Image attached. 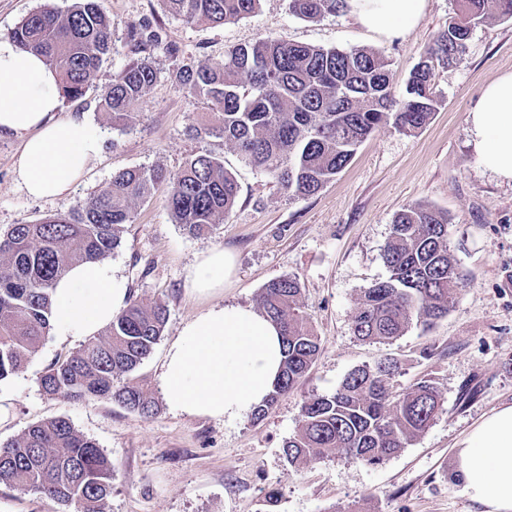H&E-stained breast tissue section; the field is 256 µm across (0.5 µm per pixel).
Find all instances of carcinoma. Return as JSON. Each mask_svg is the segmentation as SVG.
Returning a JSON list of instances; mask_svg holds the SVG:
<instances>
[{
  "instance_id": "obj_1",
  "label": "carcinoma",
  "mask_w": 512,
  "mask_h": 512,
  "mask_svg": "<svg viewBox=\"0 0 512 512\" xmlns=\"http://www.w3.org/2000/svg\"><path fill=\"white\" fill-rule=\"evenodd\" d=\"M187 23L214 27L249 17L260 0H161ZM448 28L420 53L406 83L394 94L391 63L369 49L343 51L262 36L224 51L215 66L180 59L148 20L126 25L117 45L112 18L98 0H73L66 12L44 4L12 32L19 48L39 54L61 77L62 96H83L104 57L125 50L127 60L112 74L101 107L112 124L129 113L159 78L158 52L172 59L170 78L206 101L213 121L196 136L224 139L253 167L293 197L319 192L351 161L357 148L388 121L400 131L423 128L439 105L435 67L447 66L466 46L474 26L490 17L512 19V0H457ZM349 7V0H288L291 15L315 20ZM159 185L168 189L175 223L196 237L207 236L233 209L239 187L223 162L208 150L178 172L134 167L112 175L98 194L65 215L14 224L0 233V382L23 370L51 329L52 290L78 262L104 260L121 244L131 223L130 203L147 199ZM448 214L412 205L395 216L384 246L389 275L361 295L352 329L362 341H388L412 325L431 328L448 315L468 275L450 253ZM295 276L269 281L256 295L261 314L280 325L285 343L281 376L254 411L265 416L278 397L296 388L320 351L310 317L301 310ZM164 306L131 300L80 348L58 357L39 378L42 391L66 400H112L148 417L156 402L123 381L160 340ZM396 361L352 370L332 394L302 406L300 424L283 444L290 466L299 468L331 456L378 465L400 453L443 411L436 382L422 377L402 392L393 390ZM0 483L22 494L40 493L76 512H106L112 493V463L65 417L31 425L0 443Z\"/></svg>"
}]
</instances>
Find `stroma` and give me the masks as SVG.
<instances>
[{"instance_id": "1", "label": "stroma", "mask_w": 512, "mask_h": 512, "mask_svg": "<svg viewBox=\"0 0 512 512\" xmlns=\"http://www.w3.org/2000/svg\"><path fill=\"white\" fill-rule=\"evenodd\" d=\"M115 37L128 22L147 19L182 56L198 64L223 61L225 49L262 35L350 51L368 48L389 60L393 87L403 94L421 50L447 28L456 0H424L414 25L387 36L358 22L353 11L310 22L292 16L288 0H260L250 17L221 27L188 24L161 0H101ZM124 55L107 58L85 95L63 103L64 115L83 117L104 137L103 152L66 197L32 199L15 174L19 142L0 138V229L64 214L99 193L114 173L131 167L180 170L210 149L235 176L239 192L230 215L206 238L174 224L165 189L132 205L118 249L108 257L130 298L163 305L167 321L135 382L160 405L139 416L108 401L51 398L41 373L77 349L47 335L25 369L0 382V442L31 424L63 416L93 439L112 462L107 512H480L455 483V445L482 417L512 404V184L485 170L470 142L468 113L483 88L512 71V19L479 24L465 50L435 74L440 103L413 133L384 125L357 149L348 166L315 195L284 194L222 140L195 137L209 118L203 100L171 80L173 62L156 57L160 77L124 125H113L100 98ZM426 204L448 213L449 246L469 282L447 317L433 328L411 327L388 342L356 338L352 315L364 289L385 280L383 248L395 214ZM220 247L235 256V276L222 303L251 306L270 280L301 282V304L320 338L319 354L297 389L279 397L263 418L233 424L190 416L161 402L160 365L182 325L200 313L186 273L197 254ZM397 360L393 380L404 389L431 376L444 397L442 412L411 445L379 465L329 457L292 469L282 451L301 420L303 402L333 393L355 368ZM278 489L275 509L265 495ZM0 512H74L73 506L0 485Z\"/></svg>"}]
</instances>
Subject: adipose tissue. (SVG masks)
<instances>
[{"label": "adipose tissue", "instance_id": "adipose-tissue-1", "mask_svg": "<svg viewBox=\"0 0 512 512\" xmlns=\"http://www.w3.org/2000/svg\"><path fill=\"white\" fill-rule=\"evenodd\" d=\"M361 24L386 35L410 28L423 0H352ZM60 80L43 59L0 39V137L20 142L15 172L36 199L69 195L97 160L100 130L83 117L61 118ZM484 169L512 183V72L490 81L468 114ZM234 269L220 247L201 252L186 274L207 306L169 346L160 390L173 409L231 424L261 405L283 360L276 325L250 306L220 305ZM128 290L111 264L73 266L56 284L51 327L62 340L96 335L126 305ZM455 477L482 512H512V404L478 422L456 445Z\"/></svg>", "mask_w": 512, "mask_h": 512}]
</instances>
